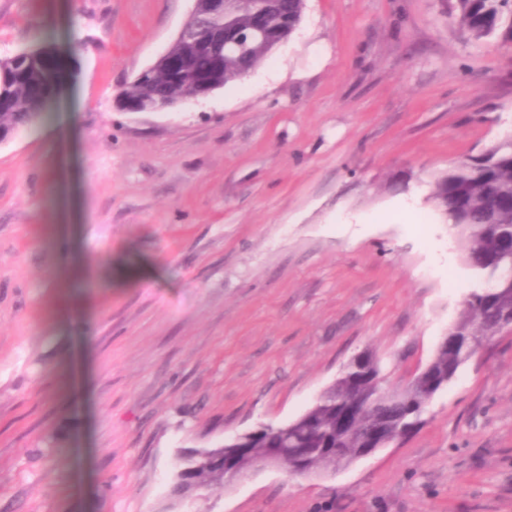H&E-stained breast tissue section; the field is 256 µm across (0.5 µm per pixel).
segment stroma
<instances>
[{
    "label": "stroma",
    "mask_w": 512,
    "mask_h": 512,
    "mask_svg": "<svg viewBox=\"0 0 512 512\" xmlns=\"http://www.w3.org/2000/svg\"><path fill=\"white\" fill-rule=\"evenodd\" d=\"M452 2L306 0L241 80L123 112L192 0H0V57L72 70L0 143V512H512V331L336 473L169 495L181 454L296 420L361 353L408 385L477 288L428 196L512 132V44Z\"/></svg>",
    "instance_id": "obj_1"
}]
</instances>
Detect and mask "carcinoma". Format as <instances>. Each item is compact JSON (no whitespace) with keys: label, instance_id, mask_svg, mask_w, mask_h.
Here are the masks:
<instances>
[{"label":"carcinoma","instance_id":"obj_1","mask_svg":"<svg viewBox=\"0 0 512 512\" xmlns=\"http://www.w3.org/2000/svg\"><path fill=\"white\" fill-rule=\"evenodd\" d=\"M305 0H236L224 15V30L251 26L255 12L263 14L271 31L288 34L301 23ZM454 23L476 42L499 37L512 43V0H457ZM70 78L65 55L41 46L26 56L0 58V133L5 139L39 121L51 110L49 95ZM196 94L190 77L175 82L160 69L118 89L116 95L150 108ZM429 199L443 223L457 229L464 259L482 280L472 290L457 321L459 336L452 347H438L426 365L434 384L409 383L403 395L383 387L379 363H362L344 370L309 409V414L282 426H266L247 442L261 457L270 449L307 474L334 460L352 461L365 453L364 426L382 424L392 438L405 437L418 428L421 416L435 393L448 385L458 369L478 353V344L493 332L499 314L512 309V136L504 137L477 156L462 159L439 176ZM224 449L208 457L179 458L178 470H188L183 480L196 489L225 481L224 463L217 460Z\"/></svg>","mask_w":512,"mask_h":512}]
</instances>
